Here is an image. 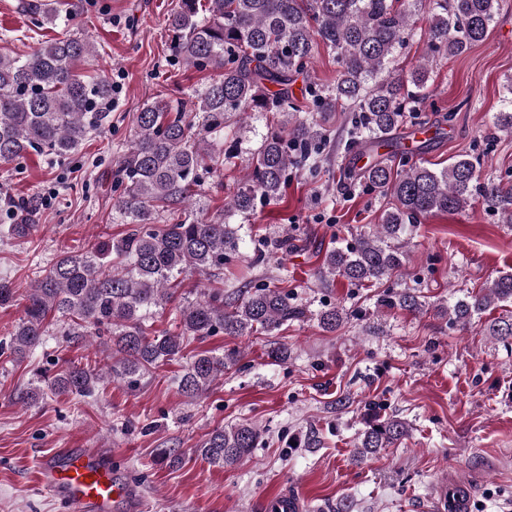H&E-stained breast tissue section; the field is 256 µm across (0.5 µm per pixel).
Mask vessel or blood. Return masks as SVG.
<instances>
[{"mask_svg": "<svg viewBox=\"0 0 512 512\" xmlns=\"http://www.w3.org/2000/svg\"><path fill=\"white\" fill-rule=\"evenodd\" d=\"M38 484L55 494L67 512H131L135 496L104 454L93 448H60L34 468Z\"/></svg>", "mask_w": 512, "mask_h": 512, "instance_id": "1", "label": "vessel or blood"}]
</instances>
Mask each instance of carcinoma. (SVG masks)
<instances>
[{
  "label": "carcinoma",
  "instance_id": "carcinoma-1",
  "mask_svg": "<svg viewBox=\"0 0 512 512\" xmlns=\"http://www.w3.org/2000/svg\"><path fill=\"white\" fill-rule=\"evenodd\" d=\"M178 0L167 17L174 35L175 56L212 77L188 99H155L135 117V136L112 170V216L128 231L118 240L99 242L87 250H66L35 277L25 295L23 316L0 353L15 362L43 344L51 314L69 320L65 341L83 346L90 328L105 331L112 341V376L134 384L161 362L178 357L187 336L204 338L218 332L251 336L272 332L303 315L286 292L259 284L233 309H224V289L198 288V297L179 309V332L150 335L145 317L152 309L176 300L182 278L223 271L240 252V225L235 216L252 212L256 201H277L288 182V170L303 163L312 177L313 159L323 133L317 123L297 115L293 85L309 74L318 46L335 54L336 83L306 93L320 112L353 106L350 147L374 144L398 128L409 104L424 99L429 74L438 61L464 52L488 36L500 0ZM29 23L70 25L77 12L61 13L48 0H20ZM426 9L424 53L407 71L392 63L413 34L415 12ZM92 46L66 32L18 57L0 53V163L30 153L65 157L77 151L109 122L112 84L77 72ZM256 112H276L277 128L267 132L252 157V169L224 206V219L208 220L194 200L201 173L234 164L236 149L215 153L212 146L238 132ZM496 132L512 136V99L492 118ZM363 184L388 195L392 206L381 223L325 253L322 276L349 283H381L403 267L408 237L433 214L464 213L474 203L512 224V183L483 181L479 164L461 156L432 168L407 161L394 168L387 159L372 162ZM32 210L21 203L10 232L26 237L33 225L24 221ZM168 223L156 227L162 215ZM20 300L18 289L0 279V307ZM512 305V272H502L470 293L438 307L440 315L466 327L497 304ZM378 305L420 314L425 302L407 292L387 291ZM347 313L327 305L319 313L322 329L333 332ZM486 335L512 342V314L484 324ZM243 352L235 347L221 355L200 353L185 367L179 388L189 398L203 395L224 371L237 365ZM103 373L90 364L71 363L53 376L39 375L25 393L31 401L44 390L85 396L98 388ZM355 445L358 461L381 448L402 442L411 424L397 415L384 416L370 405ZM253 423L216 428L197 453L227 467L252 454L261 442Z\"/></svg>",
  "mask_w": 512,
  "mask_h": 512
}]
</instances>
